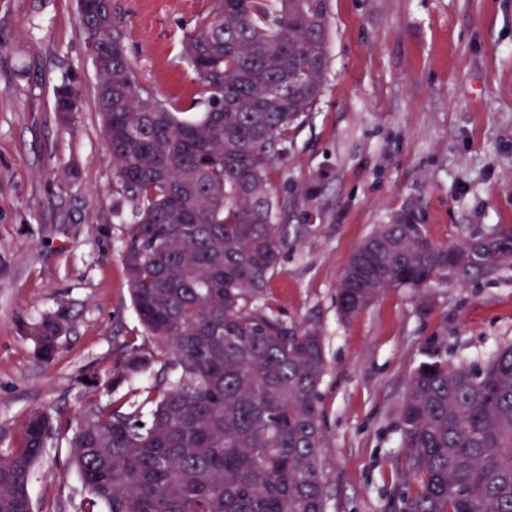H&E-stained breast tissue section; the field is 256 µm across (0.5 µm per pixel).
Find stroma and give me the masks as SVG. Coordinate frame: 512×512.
<instances>
[{"instance_id":"35a3bbf8","label":"stroma","mask_w":512,"mask_h":512,"mask_svg":"<svg viewBox=\"0 0 512 512\" xmlns=\"http://www.w3.org/2000/svg\"><path fill=\"white\" fill-rule=\"evenodd\" d=\"M138 79L165 97L202 95L179 40L207 0H114ZM75 0H0V452L27 416L57 429L30 492L40 512H80L69 440L95 399L127 401L155 369L105 384L130 345L155 351L121 261L129 206L113 189L97 76ZM328 87L288 133L269 181L286 243L265 304L325 336L320 385L327 512H398L396 410L433 351L478 367L512 343V263L466 283L387 292L336 309L354 251L414 208L431 241L512 231V0H332ZM76 78L69 121L53 88ZM59 317L43 358L26 324Z\"/></svg>"}]
</instances>
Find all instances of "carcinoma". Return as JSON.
<instances>
[{"label": "carcinoma", "instance_id": "carcinoma-1", "mask_svg": "<svg viewBox=\"0 0 512 512\" xmlns=\"http://www.w3.org/2000/svg\"><path fill=\"white\" fill-rule=\"evenodd\" d=\"M79 13L113 178L131 204L130 297L164 357L139 400L95 399L74 429L81 512H327L324 336L285 323L264 297L286 207L269 172L325 92L331 0H211L182 46L206 94L201 112L139 82L114 3ZM54 98L59 112L79 86L65 79ZM509 260L511 233L489 251L448 248L405 209L353 253L338 312L347 319L390 290L465 281ZM26 332L49 356L62 326L45 317ZM153 360L131 346L112 385ZM398 430L400 512H512V343L478 369L429 355ZM52 432L34 411L22 446L0 453V512H36L29 487Z\"/></svg>", "mask_w": 512, "mask_h": 512}]
</instances>
